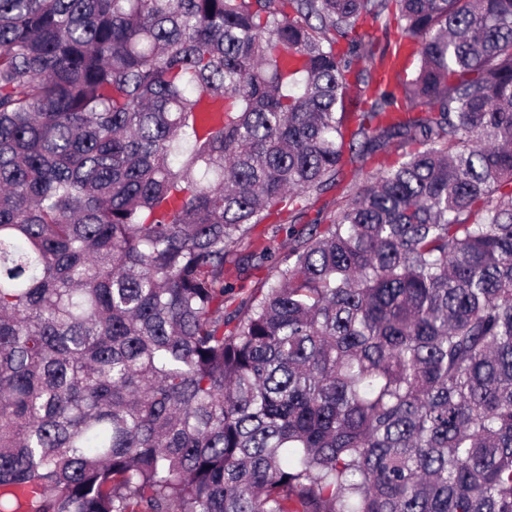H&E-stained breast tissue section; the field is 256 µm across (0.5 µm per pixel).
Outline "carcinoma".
<instances>
[{"label": "carcinoma", "instance_id": "cac0c4a2", "mask_svg": "<svg viewBox=\"0 0 512 512\" xmlns=\"http://www.w3.org/2000/svg\"><path fill=\"white\" fill-rule=\"evenodd\" d=\"M26 491L512 512V0H0V512Z\"/></svg>", "mask_w": 512, "mask_h": 512}]
</instances>
